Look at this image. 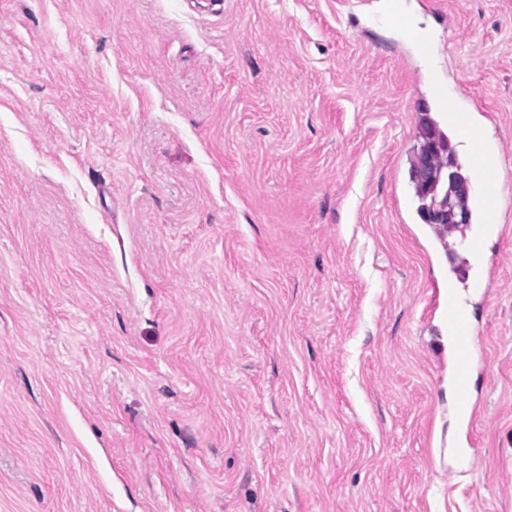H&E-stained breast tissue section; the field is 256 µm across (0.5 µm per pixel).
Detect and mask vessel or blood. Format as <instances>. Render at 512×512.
<instances>
[{
	"label": "vessel or blood",
	"mask_w": 512,
	"mask_h": 512,
	"mask_svg": "<svg viewBox=\"0 0 512 512\" xmlns=\"http://www.w3.org/2000/svg\"><path fill=\"white\" fill-rule=\"evenodd\" d=\"M438 97L450 119L461 129L471 131L472 124L468 109L458 99L449 96L447 86H439ZM471 148L473 156L477 159L475 180L480 187V194L475 199V205L485 229L476 233L468 241L467 247L475 263L480 264L485 260L486 233L498 228L501 203L494 189L501 181L502 170L499 164L486 163L488 148L483 137L473 134ZM442 304L445 308L444 317L452 335L454 361L452 382L457 395L455 409L461 416L470 417L474 414L470 396L476 357L471 314L456 287L451 286L444 290Z\"/></svg>",
	"instance_id": "obj_1"
}]
</instances>
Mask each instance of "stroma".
Returning a JSON list of instances; mask_svg holds the SVG:
<instances>
[{
  "label": "stroma",
  "instance_id": "1",
  "mask_svg": "<svg viewBox=\"0 0 512 512\" xmlns=\"http://www.w3.org/2000/svg\"><path fill=\"white\" fill-rule=\"evenodd\" d=\"M0 0V512H512V0ZM507 174L472 424L408 181ZM437 95L450 119L461 129L473 134L472 155L479 160L475 166V180L481 190L480 195L475 199V205L485 227L491 231L498 230L500 225L497 222L501 203L493 189L501 181V166L497 162L491 164L484 162V158L489 154L487 144L483 137L474 133L468 109L455 97L448 96L447 86H439Z\"/></svg>",
  "mask_w": 512,
  "mask_h": 512
}]
</instances>
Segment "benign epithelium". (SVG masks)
Returning <instances> with one entry per match:
<instances>
[{"label": "benign epithelium", "instance_id": "7a95c632", "mask_svg": "<svg viewBox=\"0 0 512 512\" xmlns=\"http://www.w3.org/2000/svg\"><path fill=\"white\" fill-rule=\"evenodd\" d=\"M440 142V133L428 136L418 154L413 178L422 192V213L427 221L458 228L471 223V214L461 206H454L451 198L469 195L470 183L460 171L450 173L448 165L439 161Z\"/></svg>", "mask_w": 512, "mask_h": 512}]
</instances>
